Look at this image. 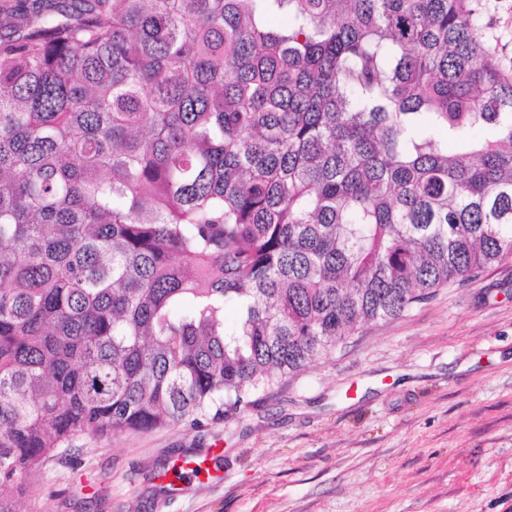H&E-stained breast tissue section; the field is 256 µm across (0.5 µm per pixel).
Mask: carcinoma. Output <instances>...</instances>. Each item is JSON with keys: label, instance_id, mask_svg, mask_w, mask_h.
<instances>
[{"label": "carcinoma", "instance_id": "obj_1", "mask_svg": "<svg viewBox=\"0 0 512 512\" xmlns=\"http://www.w3.org/2000/svg\"><path fill=\"white\" fill-rule=\"evenodd\" d=\"M479 3L0 17V512L78 433L233 418L512 258V64Z\"/></svg>", "mask_w": 512, "mask_h": 512}]
</instances>
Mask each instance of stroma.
<instances>
[{"label":"stroma","mask_w":512,"mask_h":512,"mask_svg":"<svg viewBox=\"0 0 512 512\" xmlns=\"http://www.w3.org/2000/svg\"><path fill=\"white\" fill-rule=\"evenodd\" d=\"M480 17L511 60L512 0ZM28 488L27 512H512V259L353 333L231 420L77 436Z\"/></svg>","instance_id":"1"}]
</instances>
